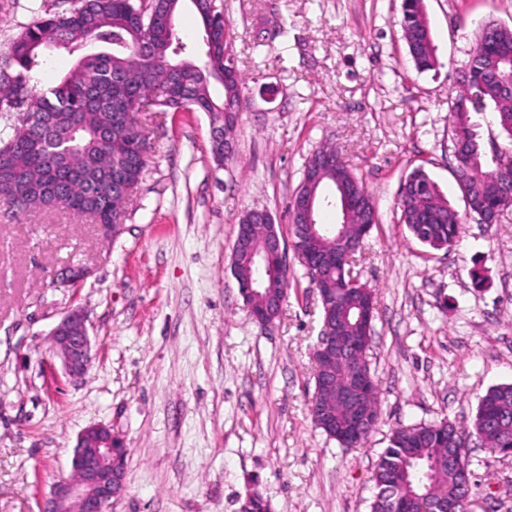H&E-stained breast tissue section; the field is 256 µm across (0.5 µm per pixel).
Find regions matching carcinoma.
<instances>
[{"label": "carcinoma", "instance_id": "obj_1", "mask_svg": "<svg viewBox=\"0 0 512 512\" xmlns=\"http://www.w3.org/2000/svg\"><path fill=\"white\" fill-rule=\"evenodd\" d=\"M186 0H155L152 11L141 12L136 0H80L67 13L35 19L10 42L6 58L13 72L0 71V104L17 111V122L0 130V181L6 200L25 213L34 208H62L93 214L103 224L112 223V210L124 203L112 196V164L128 142L112 130L117 99L136 100L138 112L157 107L175 112L180 99L190 100L198 112H222L224 100H242L243 80L219 78L227 62L224 55V15L214 0H199L195 9L203 31H211L213 47L196 61L176 25ZM400 26L414 67L425 72L438 65L425 0H401ZM58 48L75 56L73 66L50 86L36 78L49 65L45 51ZM512 27L497 22L483 24L463 71L462 90L453 100L455 128H473L471 111L492 106L498 125L512 141V95L504 84L512 75ZM222 85L216 97L212 85ZM320 153L340 159L342 175L365 202V211L351 220L348 233L358 250L377 223L371 195L353 173L343 154L332 146ZM483 170L485 153L478 141L456 167ZM512 170H484V176L459 186L472 199L471 212L482 215L494 208L509 207L507 187ZM400 221L421 243L439 250L450 248L463 232V220L436 183L422 170L411 172L399 187ZM351 262L326 272L339 293L336 312L349 315L345 334L361 335L357 321L359 304L374 300L366 284L353 281ZM288 288V272L266 280L265 292L252 297L255 310L266 307L268 298ZM333 390L325 397L336 423L345 418L336 392L346 385L349 367L333 366ZM369 425L362 439L341 438L337 429L311 417L316 428L346 447L367 440L379 419L376 389L366 401ZM476 437L493 454L512 448V384L487 390L481 397L469 429L449 422L401 426L379 455L373 471L376 488L371 512H419L420 503L441 497H465L461 471L448 468V449L468 448ZM239 512H269V503L256 488L247 491Z\"/></svg>", "mask_w": 512, "mask_h": 512}]
</instances>
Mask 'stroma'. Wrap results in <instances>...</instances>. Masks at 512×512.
I'll use <instances>...</instances> for the list:
<instances>
[{"mask_svg":"<svg viewBox=\"0 0 512 512\" xmlns=\"http://www.w3.org/2000/svg\"><path fill=\"white\" fill-rule=\"evenodd\" d=\"M216 4L245 79L232 156L215 163L208 113H141L149 162L109 241L88 218L0 200V512H40L94 424L129 450L110 512H238L253 484L271 512H370L393 428L470 426L480 397L512 383V207L493 224L468 211L449 112L478 24L512 27V0H425L439 65L423 73L401 0ZM74 5L0 0V51L38 14ZM324 145L342 150L378 216L354 272L376 293L380 416L352 448L308 412L322 320L304 268L289 258L282 315L265 326L230 269L244 212L268 211L289 235V202ZM418 167L463 219L451 250L399 222V186ZM69 264L91 271L79 287L56 280ZM76 307L94 356L73 382L49 336ZM468 455L473 512H512V458L475 441Z\"/></svg>","mask_w":512,"mask_h":512,"instance_id":"obj_1","label":"stroma"}]
</instances>
